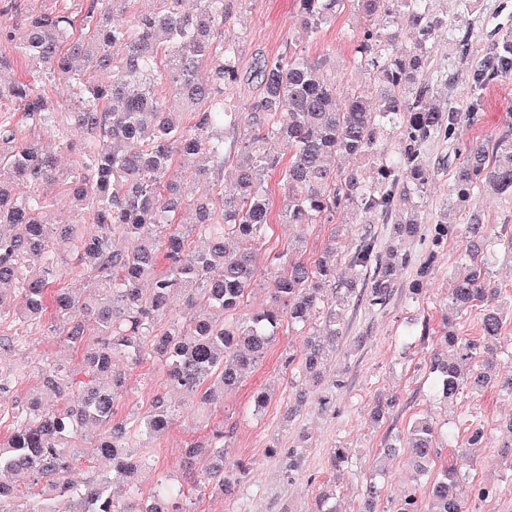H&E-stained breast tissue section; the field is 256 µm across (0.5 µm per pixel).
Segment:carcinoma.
<instances>
[{"instance_id": "obj_1", "label": "carcinoma", "mask_w": 512, "mask_h": 512, "mask_svg": "<svg viewBox=\"0 0 512 512\" xmlns=\"http://www.w3.org/2000/svg\"><path fill=\"white\" fill-rule=\"evenodd\" d=\"M135 0H81V16L67 11L7 16L17 0L0 7V73L10 59L34 74L73 91L63 112L37 80L0 78V101L22 113L37 135L24 136L0 116V512H195L192 500L206 489L235 494L250 474L229 460L227 432L213 427L204 441L185 445L182 475L157 481L142 499L137 474L151 466L144 441L165 431L174 410L168 391L196 398L194 411L207 427L224 396L238 390L265 357L283 326L321 321L296 363L303 378L320 374L342 335L341 307L366 296L367 306H386L400 287L399 271L414 267L409 293L434 270L435 248L453 234L468 239L466 271L454 277L448 314L442 315L441 350L431 359L430 390L451 402L466 385L480 390L488 375L473 360L494 354L501 334L499 289L482 253L497 246L512 252V231L495 237L471 216L463 229L448 223L443 203L424 224L425 193L432 170L430 147L451 140L461 115L440 106L433 83L452 87L455 60L471 59V17L477 0H454L456 13L438 0H295L302 33L312 38L334 22L345 5L364 20L354 37L353 67L369 75L373 90L339 88L326 57L308 58L293 45L280 55H255L247 80L259 95L241 105L234 91L242 73L237 41L224 37L239 0H153V9L130 26L113 22ZM448 39L454 49L446 65H434L435 49ZM433 73V81L425 79ZM98 73L107 80L98 82ZM474 88L512 75V31L501 34L470 70ZM73 130L82 140L69 137ZM240 138L234 178L224 184L229 158L224 134ZM46 135L73 157L66 176L69 217L45 219L53 197L40 191L58 183L59 159L41 141ZM291 151L283 188L274 199L268 174ZM193 171L182 181L180 169ZM452 193L464 202L476 192L512 202V129L487 147L467 146L451 163ZM352 210L365 226L353 234L331 233L318 255L304 257L303 241L288 245L268 281V302L241 313L258 271L254 244L272 221L333 224ZM393 224L381 245L372 224ZM431 236L414 256L407 245ZM356 269L338 275V256ZM75 262L95 291L57 287L62 268ZM185 307L170 317L177 298ZM485 307L482 336L463 339L452 330V314ZM49 324L77 363L56 358L37 369L42 389L58 398L46 407L41 396L14 399L25 376L8 355L24 348L31 328ZM159 360L163 390L141 413L118 415L124 393L121 364ZM486 444L482 426L471 424L457 448L465 460ZM403 449L407 465L427 477L426 500L411 491L395 512H463L456 486L462 468L450 464L430 474L438 457L435 430L416 421L385 448ZM269 455L291 482L301 469L298 448L278 440ZM209 459L205 476L192 470ZM99 460L126 478L130 496L114 498L111 479L93 470ZM83 464L81 485L68 478ZM385 489L370 479L368 505Z\"/></svg>"}]
</instances>
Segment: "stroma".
Here are the masks:
<instances>
[{
  "label": "stroma",
  "instance_id": "stroma-1",
  "mask_svg": "<svg viewBox=\"0 0 512 512\" xmlns=\"http://www.w3.org/2000/svg\"><path fill=\"white\" fill-rule=\"evenodd\" d=\"M294 0H246L238 12L229 35L238 37L240 65L249 68L256 52L274 56L283 52L288 31L296 23ZM512 28V0H480L472 30L475 51H483L500 31ZM354 10L347 7L316 38L301 41L306 54L327 55L338 64L348 65L353 55V36L357 34ZM512 106V76L488 84L481 95L482 118L477 122L461 121L451 142L437 145L430 155L437 169L427 194L430 208H440L450 189L448 156L462 144L481 141L504 130L506 110ZM478 214L489 232L512 227V204L488 194L472 196L468 202L455 205L448 221L466 223L469 215ZM333 227L329 224H304L298 227L273 225L266 238L258 243V266L266 268L270 260L283 252L294 239H302L307 256L320 251ZM466 242L451 237L437 249L433 274L423 280L418 299H410L405 289L413 277L412 268L401 269V287L381 310L369 309L365 303L350 302L344 309V337L331 369L338 386L330 391V407L319 413L318 386H310V398L291 423H284L283 413L289 396L296 390V374L286 368L287 358L301 357L305 337L290 330L278 337L266 357L236 392L224 398L223 407L213 416L214 423L230 431L228 456L243 458L253 464L250 480L236 500L218 494L198 499L197 512H310L316 495L327 486L336 488L337 512H359L362 490L369 476H376L385 488L378 512H392L395 501L408 490L427 494V487H416L404 456L380 457L385 440L407 432L418 418L433 421L438 431L464 432L469 422L483 425L486 447L477 449L464 465L466 474L458 487L464 512H512V457L502 451L508 439L504 421L512 418V395L490 385L481 392L461 390L449 404L434 397L429 389L428 367L438 347L442 314L448 305V283L465 254ZM490 276L501 291L504 308L501 335L497 341V359L492 371L497 377L512 375V254L494 251L488 258ZM427 325L428 339L405 337L408 323ZM61 344L48 329L34 332L28 345L17 352L16 362L25 365L29 376L15 389L24 398L34 386L35 371L59 353ZM127 387L118 398L119 415L144 411L164 378L161 363L129 365L125 368ZM267 387L273 397L260 415H252L250 401L256 389ZM396 397L397 403L386 420L372 424L368 410L378 396ZM178 415L164 434L153 439L151 448L155 463L143 478L141 494L163 475L173 473L189 440L203 436L204 431L192 419L188 400L174 401ZM282 447L304 443V465L300 479L284 484L277 460L270 458L267 448L272 439ZM334 448L351 451L348 464L334 470L329 466V452ZM494 486L496 495L481 498L477 489Z\"/></svg>",
  "mask_w": 512,
  "mask_h": 512
}]
</instances>
